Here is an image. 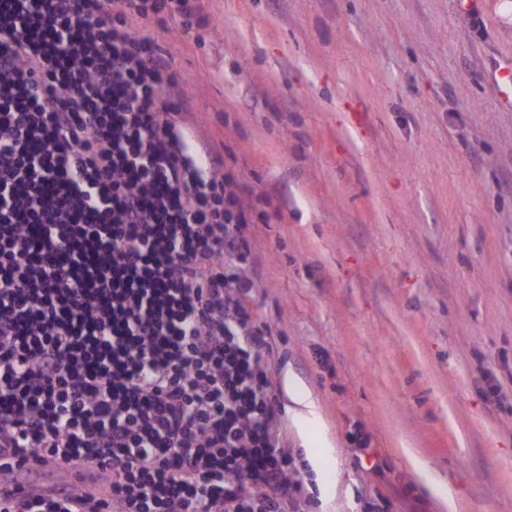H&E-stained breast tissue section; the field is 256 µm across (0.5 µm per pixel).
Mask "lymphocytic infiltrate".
Segmentation results:
<instances>
[{
  "mask_svg": "<svg viewBox=\"0 0 512 512\" xmlns=\"http://www.w3.org/2000/svg\"><path fill=\"white\" fill-rule=\"evenodd\" d=\"M199 0H0V482L12 456L91 492L0 512H299L246 302L257 212L133 33Z\"/></svg>",
  "mask_w": 512,
  "mask_h": 512,
  "instance_id": "1",
  "label": "lymphocytic infiltrate"
}]
</instances>
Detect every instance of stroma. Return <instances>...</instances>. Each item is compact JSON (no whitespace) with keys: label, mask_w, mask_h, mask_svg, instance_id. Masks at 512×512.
Wrapping results in <instances>:
<instances>
[{"label":"stroma","mask_w":512,"mask_h":512,"mask_svg":"<svg viewBox=\"0 0 512 512\" xmlns=\"http://www.w3.org/2000/svg\"><path fill=\"white\" fill-rule=\"evenodd\" d=\"M504 3L200 0L150 29L193 140L270 201L248 301L301 512H512Z\"/></svg>","instance_id":"stroma-1"}]
</instances>
